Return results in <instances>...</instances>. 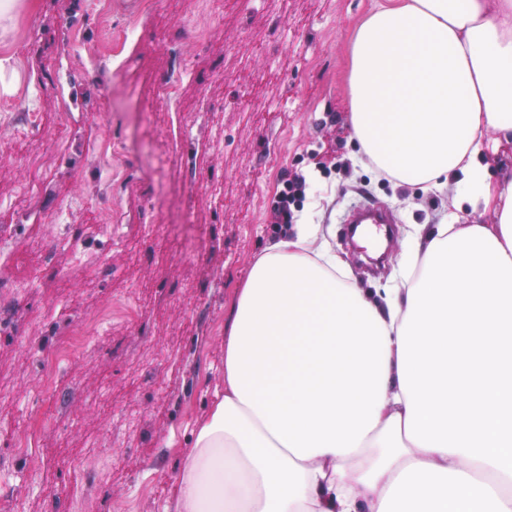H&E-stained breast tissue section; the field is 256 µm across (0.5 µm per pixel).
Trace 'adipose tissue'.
<instances>
[{
	"label": "adipose tissue",
	"mask_w": 512,
	"mask_h": 512,
	"mask_svg": "<svg viewBox=\"0 0 512 512\" xmlns=\"http://www.w3.org/2000/svg\"><path fill=\"white\" fill-rule=\"evenodd\" d=\"M351 128L382 175L455 215L420 225L376 305L318 224L252 262L224 323V389L165 512H512V0H380L357 27ZM483 161L481 174L496 185L512 178V138L506 140L495 131H488L483 138Z\"/></svg>",
	"instance_id": "ef3b65f1"
}]
</instances>
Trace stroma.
I'll list each match as a JSON object with an SVG mask.
<instances>
[{
    "instance_id": "1",
    "label": "stroma",
    "mask_w": 512,
    "mask_h": 512,
    "mask_svg": "<svg viewBox=\"0 0 512 512\" xmlns=\"http://www.w3.org/2000/svg\"><path fill=\"white\" fill-rule=\"evenodd\" d=\"M374 0H26L0 30V512H164L192 428L224 387V321L251 260L284 227L271 207L285 176L334 147L297 209L331 226L330 245L363 289L395 278L418 224L456 214L459 189L422 193L356 165L348 74L356 26ZM81 31L67 45V27ZM205 40H198L199 30ZM182 75L162 111V79ZM35 112L33 135L16 134ZM112 138V164L100 159ZM481 173L512 178V139L483 138ZM183 157L166 166L161 153ZM393 213L384 265L367 270L343 217L353 199ZM70 205L84 253L57 248ZM112 210L111 224L99 211ZM156 232H147V224ZM41 279L16 290L34 268ZM123 301L81 355L56 345L99 308ZM31 434L34 451L17 453Z\"/></svg>"
}]
</instances>
